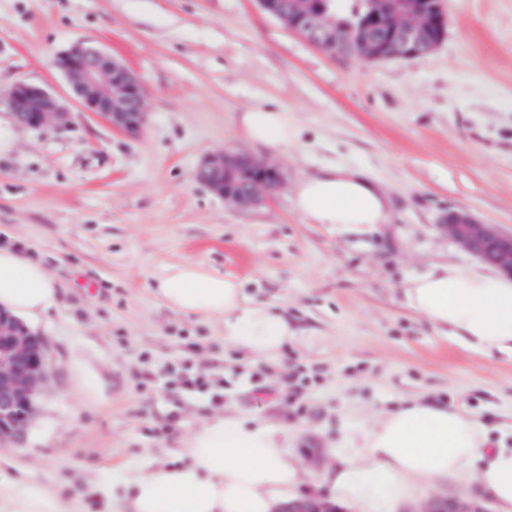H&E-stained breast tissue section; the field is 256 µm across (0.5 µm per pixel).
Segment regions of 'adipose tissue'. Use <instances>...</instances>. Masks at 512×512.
I'll use <instances>...</instances> for the list:
<instances>
[{"mask_svg":"<svg viewBox=\"0 0 512 512\" xmlns=\"http://www.w3.org/2000/svg\"><path fill=\"white\" fill-rule=\"evenodd\" d=\"M238 123L251 143L283 150L298 129L287 109L255 107ZM294 209L311 224L362 235L387 223L389 197L359 171L333 166L295 187ZM151 291L166 307L221 324L224 339L255 359L277 353L291 335L276 306L249 300L240 284L184 260L165 265ZM405 305L437 331L486 353L512 357V278L494 266L433 264L409 277ZM60 303L50 270L12 244H0V308L22 320ZM179 463L126 466L106 492L117 512H282L307 473L284 430L235 415H216L179 441ZM323 474L325 495L349 512H397L427 482L464 475L512 512V448H490L462 412L412 400L349 436ZM0 512H80L48 484L0 478Z\"/></svg>","mask_w":512,"mask_h":512,"instance_id":"obj_1","label":"adipose tissue"}]
</instances>
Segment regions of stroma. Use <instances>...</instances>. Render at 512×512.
Masks as SVG:
<instances>
[{"label":"stroma","instance_id":"stroma-1","mask_svg":"<svg viewBox=\"0 0 512 512\" xmlns=\"http://www.w3.org/2000/svg\"><path fill=\"white\" fill-rule=\"evenodd\" d=\"M443 8L447 34L431 54L371 63L315 48L257 0H0V93L24 79L68 110L31 129L0 100V241L21 244L61 288L33 327L48 378L24 442H0V474L101 512L113 467L179 460V438L231 410L285 429L309 473L299 492L316 495L354 416L371 423L416 398L512 448V359L440 334L401 295L430 263H473L440 229L449 211L512 232V0ZM76 42L139 76V137L71 101L54 60ZM258 106L286 108L298 146L248 143L236 117ZM227 147L281 171L269 201L241 207L196 182ZM335 165L380 184L387 223L348 236L294 210L295 185ZM184 259L280 308L293 337L256 360L212 322L161 306L152 279ZM185 374L206 388L183 389ZM475 491L464 477L431 481L400 512Z\"/></svg>","mask_w":512,"mask_h":512}]
</instances>
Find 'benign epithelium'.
Instances as JSON below:
<instances>
[{"mask_svg":"<svg viewBox=\"0 0 512 512\" xmlns=\"http://www.w3.org/2000/svg\"><path fill=\"white\" fill-rule=\"evenodd\" d=\"M389 19L374 18L365 29L343 32L322 9L303 6L275 18L325 52L336 48L341 34L370 51L373 57L413 59L432 53L446 35L442 0H385ZM56 67L68 78L74 99L88 113L113 129L138 134L147 117L139 77L104 50L75 43L56 58ZM15 123L38 129L50 120H65L67 112L48 89L23 79L14 81L5 95ZM239 171L250 175L241 188L234 182ZM197 182L240 206L267 200L281 183V173L238 151L221 150L204 158L195 170ZM440 228L478 260L512 277V233L483 224L466 210L448 214ZM46 380L45 347L19 321L0 309V438L23 439ZM283 512H340L313 498L288 504ZM425 512H489L481 505L453 498L431 502Z\"/></svg>","mask_w":512,"mask_h":512,"instance_id":"obj_1","label":"benign epithelium"}]
</instances>
